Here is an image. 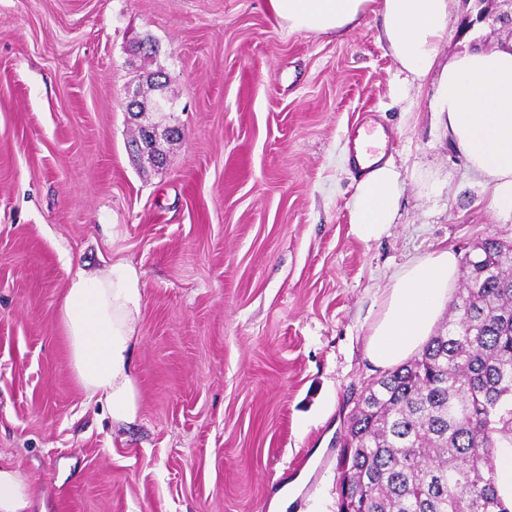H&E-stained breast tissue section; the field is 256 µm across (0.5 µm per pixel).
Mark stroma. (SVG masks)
Returning a JSON list of instances; mask_svg holds the SVG:
<instances>
[{
  "label": "stroma",
  "instance_id": "35a3bbf8",
  "mask_svg": "<svg viewBox=\"0 0 512 512\" xmlns=\"http://www.w3.org/2000/svg\"><path fill=\"white\" fill-rule=\"evenodd\" d=\"M442 57L512 43L465 28ZM366 15L290 33L267 0H0V466L32 512H337L367 329L408 261L512 244L448 138L437 82L401 73ZM153 58L134 55L143 39ZM163 69L174 119L130 120L135 73ZM177 122L156 167L138 125ZM400 174L393 224L360 239L356 149ZM128 261L143 286L138 409L113 424L77 384L59 321L75 272Z\"/></svg>",
  "mask_w": 512,
  "mask_h": 512
}]
</instances>
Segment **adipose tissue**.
Returning a JSON list of instances; mask_svg holds the SVG:
<instances>
[{
    "mask_svg": "<svg viewBox=\"0 0 512 512\" xmlns=\"http://www.w3.org/2000/svg\"><path fill=\"white\" fill-rule=\"evenodd\" d=\"M281 27L326 34L357 25L370 8L383 18V36L403 71L425 80L439 70L448 138L489 191L488 206L512 220V47L473 49L439 64L456 0H268ZM400 175L373 165L356 183L351 222L363 240L392 224ZM449 249L405 265L393 279L368 328L367 355L381 368L401 364L427 343L457 282ZM143 302L136 270L123 261L102 274L78 271L59 315L74 377L88 397L103 401L114 421H132L138 391L131 344Z\"/></svg>",
    "mask_w": 512,
    "mask_h": 512,
    "instance_id": "ef3b65f1",
    "label": "adipose tissue"
}]
</instances>
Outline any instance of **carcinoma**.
<instances>
[{
	"label": "carcinoma",
	"mask_w": 512,
	"mask_h": 512,
	"mask_svg": "<svg viewBox=\"0 0 512 512\" xmlns=\"http://www.w3.org/2000/svg\"><path fill=\"white\" fill-rule=\"evenodd\" d=\"M462 268L435 335L359 394L338 512H512L493 455L512 442V246L488 238Z\"/></svg>",
	"instance_id": "carcinoma-1"
}]
</instances>
